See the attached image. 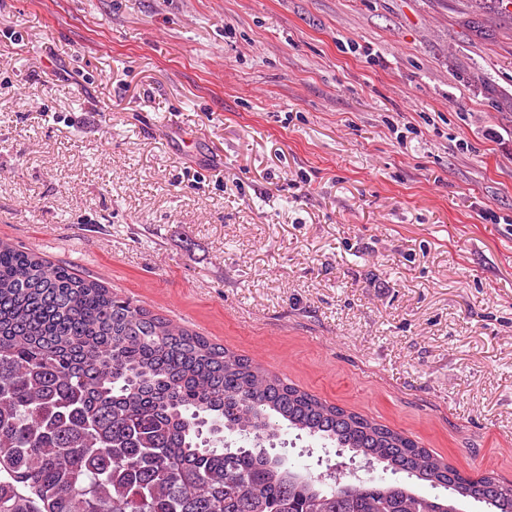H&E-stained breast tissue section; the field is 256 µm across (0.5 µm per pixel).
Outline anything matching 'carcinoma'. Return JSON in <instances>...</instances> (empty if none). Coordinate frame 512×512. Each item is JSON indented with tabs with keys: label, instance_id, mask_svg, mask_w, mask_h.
I'll return each mask as SVG.
<instances>
[{
	"label": "carcinoma",
	"instance_id": "cac0c4a2",
	"mask_svg": "<svg viewBox=\"0 0 512 512\" xmlns=\"http://www.w3.org/2000/svg\"><path fill=\"white\" fill-rule=\"evenodd\" d=\"M359 456L313 475L281 436ZM464 491L431 499L406 483ZM512 512V483L0 240V512Z\"/></svg>",
	"mask_w": 512,
	"mask_h": 512
}]
</instances>
